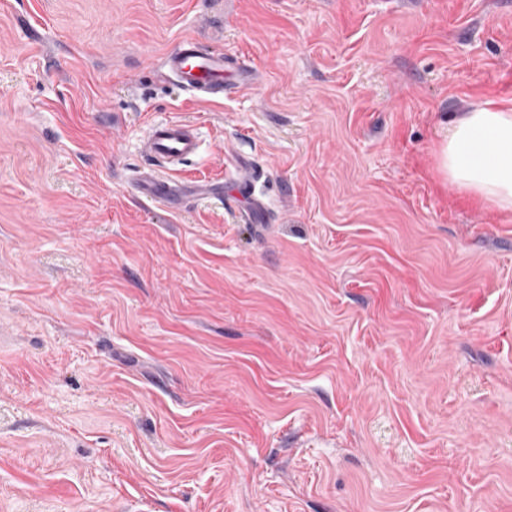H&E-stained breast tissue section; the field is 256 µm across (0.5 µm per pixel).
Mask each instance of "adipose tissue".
<instances>
[{"label": "adipose tissue", "mask_w": 512, "mask_h": 512, "mask_svg": "<svg viewBox=\"0 0 512 512\" xmlns=\"http://www.w3.org/2000/svg\"><path fill=\"white\" fill-rule=\"evenodd\" d=\"M438 169L471 197L512 211V107L486 101L458 116L443 137Z\"/></svg>", "instance_id": "ef3b65f1"}]
</instances>
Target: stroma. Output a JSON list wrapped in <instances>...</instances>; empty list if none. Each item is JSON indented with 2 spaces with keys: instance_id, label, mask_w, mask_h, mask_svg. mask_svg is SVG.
Wrapping results in <instances>:
<instances>
[{
  "instance_id": "stroma-1",
  "label": "stroma",
  "mask_w": 512,
  "mask_h": 512,
  "mask_svg": "<svg viewBox=\"0 0 512 512\" xmlns=\"http://www.w3.org/2000/svg\"><path fill=\"white\" fill-rule=\"evenodd\" d=\"M488 100L512 0H0V512H512V214L437 169ZM164 118L265 222L136 196ZM175 82L196 99L248 89L255 72L241 64H229L223 52L207 50L195 38L180 41L164 62Z\"/></svg>"
}]
</instances>
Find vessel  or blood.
<instances>
[{"mask_svg":"<svg viewBox=\"0 0 512 512\" xmlns=\"http://www.w3.org/2000/svg\"><path fill=\"white\" fill-rule=\"evenodd\" d=\"M164 65L177 84L198 99L250 88L255 78L251 68L229 64L223 53L205 49L193 38L181 40ZM200 145L199 128L194 123L182 120L152 123L140 146L145 162L135 175L136 192L146 200L163 204L180 197L183 188L172 183L169 174L196 156Z\"/></svg>","mask_w":512,"mask_h":512,"instance_id":"b4317fda","label":"vessel or blood"}]
</instances>
